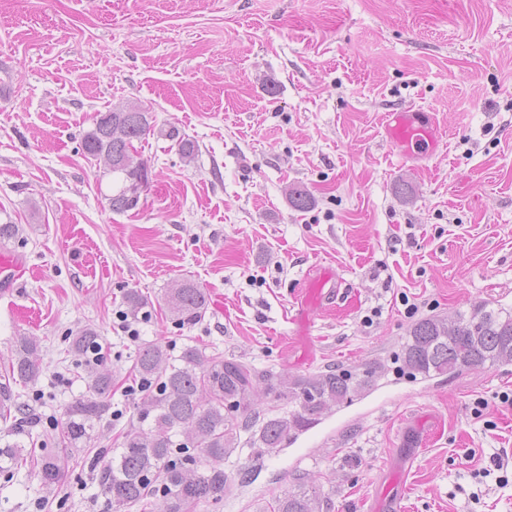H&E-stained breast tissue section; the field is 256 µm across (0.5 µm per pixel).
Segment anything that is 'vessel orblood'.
<instances>
[{
	"instance_id": "obj_1",
	"label": "vessel or blood",
	"mask_w": 512,
	"mask_h": 512,
	"mask_svg": "<svg viewBox=\"0 0 512 512\" xmlns=\"http://www.w3.org/2000/svg\"><path fill=\"white\" fill-rule=\"evenodd\" d=\"M384 134L399 156L423 160L429 148L435 147L439 131L433 115L421 108L405 107L384 115ZM343 281L333 270L320 269L309 279L304 294L297 298L291 320L300 329H307L314 310L333 302L342 293Z\"/></svg>"
}]
</instances>
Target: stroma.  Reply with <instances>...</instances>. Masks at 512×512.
Masks as SVG:
<instances>
[{"label":"stroma","instance_id":"1","mask_svg":"<svg viewBox=\"0 0 512 512\" xmlns=\"http://www.w3.org/2000/svg\"><path fill=\"white\" fill-rule=\"evenodd\" d=\"M126 103L148 114L136 148L151 180L115 213L112 176L80 143L97 113ZM410 106L441 131L422 161L383 134L385 112ZM297 190L308 209L289 203ZM6 222L20 232L0 255L17 259L20 279L0 297V383L17 341L35 340L39 378L12 385V398L62 478L44 485L28 463L0 473V512H110L91 462H109L137 423L125 382L142 341L174 354L193 342L283 377L386 364L367 396L278 454L241 437L223 463L230 492L196 512H263L297 472L332 512H375L416 423L428 444L404 512H512V406L498 399L512 364L425 380L393 361L421 318L512 305V0H0ZM322 267L352 292L303 333L294 299ZM187 280L208 308L183 327L166 295ZM131 290L148 311L135 342L117 318ZM85 328L102 339L114 414L65 452L54 442L64 408L90 393L69 351ZM496 452L506 470L493 468Z\"/></svg>","mask_w":512,"mask_h":512}]
</instances>
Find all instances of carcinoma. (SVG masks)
I'll return each instance as SVG.
<instances>
[{"label": "carcinoma", "instance_id": "1", "mask_svg": "<svg viewBox=\"0 0 512 512\" xmlns=\"http://www.w3.org/2000/svg\"><path fill=\"white\" fill-rule=\"evenodd\" d=\"M149 131L146 112L129 104L98 113L94 129L81 140L84 156L115 160L110 173L121 185L109 205L116 213L134 208L128 193L136 181L149 183V167L133 146ZM168 303L184 326L197 324L206 312L204 293L190 282L169 289ZM125 304L133 319L144 309L142 296L133 290L126 293ZM69 348L89 370L93 396L65 407L57 438L65 451L91 440L111 409L112 395V375L98 370L105 356L97 332L82 330ZM36 350L34 341L20 339L12 379L28 383L38 376L32 359ZM401 358L409 372L425 379L512 363V306L475 304L451 323L438 315L424 317L411 327ZM383 369L384 364L375 361L361 375L328 366L286 379L234 357L208 355L196 345L184 346L173 358L162 345L145 343L137 350L132 384V391L140 394L135 406L138 426L125 433L121 451L100 469L102 490L113 512L137 504L145 508L153 498L162 501L164 512H191L230 490L231 478L222 463L241 433H251L252 444L261 452L275 453L320 423L332 407L370 390ZM257 381L264 383L261 403L254 398ZM23 452L19 442L1 447L0 472L21 463ZM39 474L46 486L62 477L52 458L43 461ZM293 480L298 489L272 495L267 512H331L330 500L317 488L307 486L299 474Z\"/></svg>", "mask_w": 512, "mask_h": 512}]
</instances>
